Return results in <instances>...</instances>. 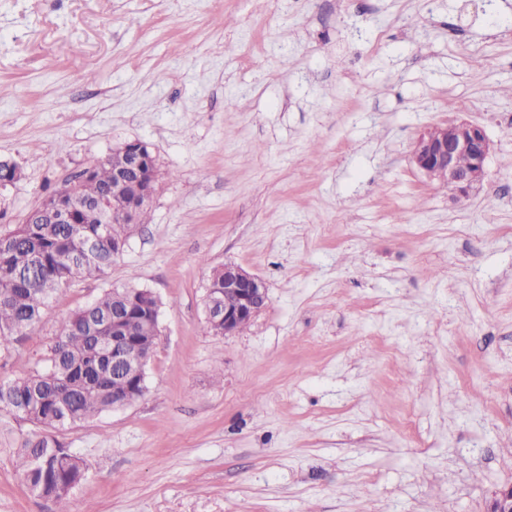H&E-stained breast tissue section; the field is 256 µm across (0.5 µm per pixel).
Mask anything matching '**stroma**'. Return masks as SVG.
I'll return each instance as SVG.
<instances>
[{
  "label": "stroma",
  "mask_w": 512,
  "mask_h": 512,
  "mask_svg": "<svg viewBox=\"0 0 512 512\" xmlns=\"http://www.w3.org/2000/svg\"><path fill=\"white\" fill-rule=\"evenodd\" d=\"M460 118L493 143L452 201L413 164ZM141 140L158 190L0 380L104 289L162 300L147 391L65 429L69 512H487L512 485V0H0V226ZM494 207H487L488 198ZM260 276L231 336L212 267ZM0 414V512H54ZM223 297H232L233 306H225ZM268 300L263 280L235 263L211 270L204 307L206 321L219 335L236 333L243 322H250L264 309Z\"/></svg>",
  "instance_id": "obj_1"
}]
</instances>
